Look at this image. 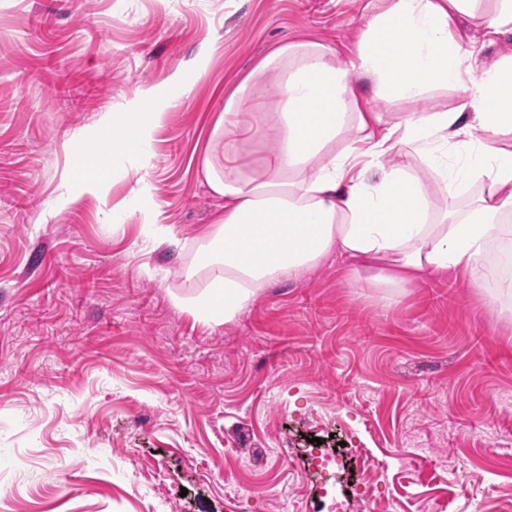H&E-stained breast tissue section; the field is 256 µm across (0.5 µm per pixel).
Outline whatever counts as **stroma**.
I'll return each mask as SVG.
<instances>
[{
	"label": "stroma",
	"instance_id": "1",
	"mask_svg": "<svg viewBox=\"0 0 512 512\" xmlns=\"http://www.w3.org/2000/svg\"><path fill=\"white\" fill-rule=\"evenodd\" d=\"M370 0H0V512H331L310 438L335 450L337 499L370 512H512V292L453 273L402 288L323 261L227 323L176 306L220 201L201 171L224 93L284 41L346 65ZM214 46L154 135L153 168L115 160L95 196L43 214L67 145L99 113ZM457 88L371 110L455 107ZM252 164L275 150L262 86ZM122 223L104 224L105 210ZM156 213L172 242L143 226Z\"/></svg>",
	"mask_w": 512,
	"mask_h": 512
}]
</instances>
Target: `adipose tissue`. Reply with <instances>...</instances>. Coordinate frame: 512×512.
Segmentation results:
<instances>
[{
  "label": "adipose tissue",
  "instance_id": "ef3b65f1",
  "mask_svg": "<svg viewBox=\"0 0 512 512\" xmlns=\"http://www.w3.org/2000/svg\"><path fill=\"white\" fill-rule=\"evenodd\" d=\"M475 2L389 0L368 20L348 65H336L327 45L287 42L226 94L213 131L224 152L203 160L208 188L224 200L201 255L210 283L195 307L207 321L233 320L257 289L298 278L333 255L390 261L383 279L399 286L422 273L448 272L479 283L486 247L504 232L501 217L512 211V148L490 151L484 144L485 137L512 134V61L461 71L465 51L452 21ZM272 68L278 75L270 80ZM258 83L276 105L268 132L278 148L251 171L237 158L233 133L244 128L247 89ZM367 84L389 101L448 85L463 97L452 109L390 124L366 111ZM172 105L146 89L76 132L69 151L80 168L59 185L52 213L67 209L77 193H98L117 158L137 156L135 173L145 178L153 132ZM349 128L355 137L334 150ZM90 151L94 176L81 168ZM393 151L403 162L371 180ZM415 158L469 198L464 214L432 213L427 189L412 173ZM477 183L483 192L475 196Z\"/></svg>",
  "mask_w": 512,
  "mask_h": 512
}]
</instances>
